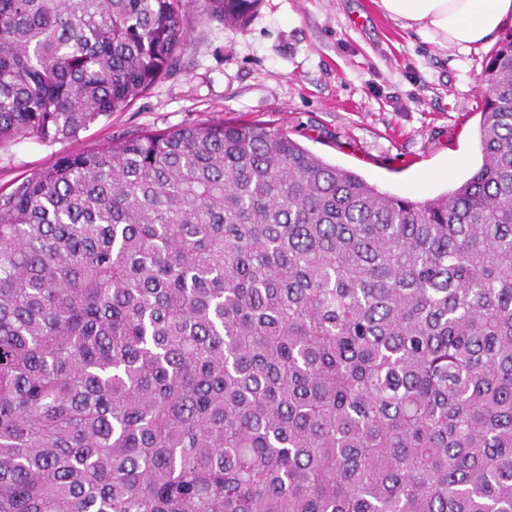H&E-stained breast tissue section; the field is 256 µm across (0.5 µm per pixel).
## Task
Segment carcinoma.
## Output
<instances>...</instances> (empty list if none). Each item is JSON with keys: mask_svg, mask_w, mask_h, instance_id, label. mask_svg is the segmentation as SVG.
<instances>
[{"mask_svg": "<svg viewBox=\"0 0 512 512\" xmlns=\"http://www.w3.org/2000/svg\"><path fill=\"white\" fill-rule=\"evenodd\" d=\"M181 9L0 0V148L156 85ZM484 79L481 165L431 200L259 120L1 193L0 512H512V31Z\"/></svg>", "mask_w": 512, "mask_h": 512, "instance_id": "obj_1", "label": "carcinoma"}]
</instances>
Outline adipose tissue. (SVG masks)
I'll return each instance as SVG.
<instances>
[{
	"instance_id": "ef3b65f1",
	"label": "adipose tissue",
	"mask_w": 512,
	"mask_h": 512,
	"mask_svg": "<svg viewBox=\"0 0 512 512\" xmlns=\"http://www.w3.org/2000/svg\"><path fill=\"white\" fill-rule=\"evenodd\" d=\"M401 28L437 49L466 55L486 44L512 16V0H376Z\"/></svg>"
}]
</instances>
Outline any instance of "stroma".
I'll list each match as a JSON object with an SVG mask.
<instances>
[{
    "instance_id": "obj_1",
    "label": "stroma",
    "mask_w": 512,
    "mask_h": 512,
    "mask_svg": "<svg viewBox=\"0 0 512 512\" xmlns=\"http://www.w3.org/2000/svg\"><path fill=\"white\" fill-rule=\"evenodd\" d=\"M177 64L76 138L0 149V189L62 154L147 130L260 120L380 191L433 199L481 164L478 126L493 45L453 57L385 17L375 0H261L245 30L182 0Z\"/></svg>"
}]
</instances>
